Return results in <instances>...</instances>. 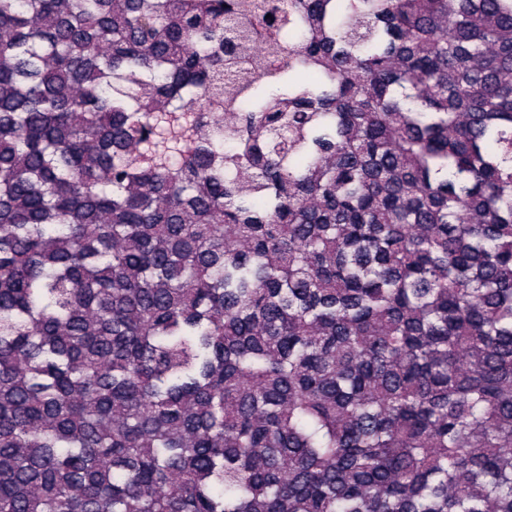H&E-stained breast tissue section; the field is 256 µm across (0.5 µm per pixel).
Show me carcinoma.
<instances>
[{
    "label": "carcinoma",
    "instance_id": "cac0c4a2",
    "mask_svg": "<svg viewBox=\"0 0 512 512\" xmlns=\"http://www.w3.org/2000/svg\"><path fill=\"white\" fill-rule=\"evenodd\" d=\"M0 512H512V0H0Z\"/></svg>",
    "mask_w": 512,
    "mask_h": 512
}]
</instances>
